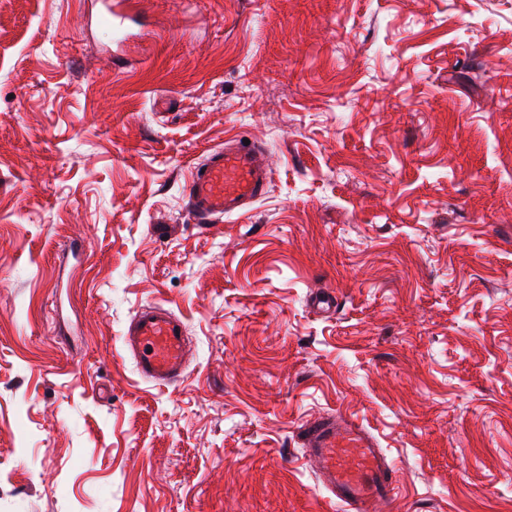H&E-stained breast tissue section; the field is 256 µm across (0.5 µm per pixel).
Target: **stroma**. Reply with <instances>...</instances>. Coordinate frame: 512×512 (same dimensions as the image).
<instances>
[{
	"mask_svg": "<svg viewBox=\"0 0 512 512\" xmlns=\"http://www.w3.org/2000/svg\"><path fill=\"white\" fill-rule=\"evenodd\" d=\"M101 2L0 0V512H341L325 415L395 512H512V0ZM228 139L270 181L202 228ZM148 304L167 386L121 349ZM122 343L144 379L171 384L183 375L187 346L185 328L162 305L141 307L126 329ZM305 447L322 486L346 512H383L394 501L393 465L362 433L326 417L308 426Z\"/></svg>",
	"mask_w": 512,
	"mask_h": 512,
	"instance_id": "obj_1",
	"label": "stroma"
}]
</instances>
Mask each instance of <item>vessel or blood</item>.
Listing matches in <instances>:
<instances>
[{"mask_svg":"<svg viewBox=\"0 0 512 512\" xmlns=\"http://www.w3.org/2000/svg\"><path fill=\"white\" fill-rule=\"evenodd\" d=\"M269 172L259 148L228 143L213 149L192 173L185 189L194 223L245 212L266 192ZM123 349L139 374L158 384L173 383L186 366L187 337L183 323L161 305H146L133 316ZM305 453L318 467L320 481L345 512H382L396 496L394 468L382 449L362 433L326 417L306 431Z\"/></svg>","mask_w":512,"mask_h":512,"instance_id":"obj_1","label":"vessel or blood"}]
</instances>
